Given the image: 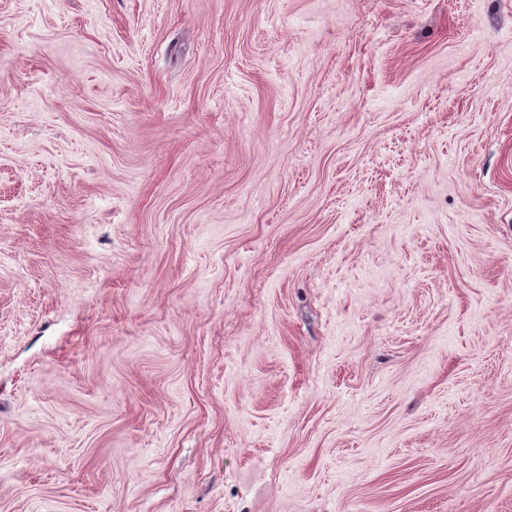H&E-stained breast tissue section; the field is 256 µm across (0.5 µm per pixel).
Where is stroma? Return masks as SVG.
Here are the masks:
<instances>
[{"mask_svg": "<svg viewBox=\"0 0 512 512\" xmlns=\"http://www.w3.org/2000/svg\"><path fill=\"white\" fill-rule=\"evenodd\" d=\"M0 512H512V0H0Z\"/></svg>", "mask_w": 512, "mask_h": 512, "instance_id": "1", "label": "stroma"}]
</instances>
